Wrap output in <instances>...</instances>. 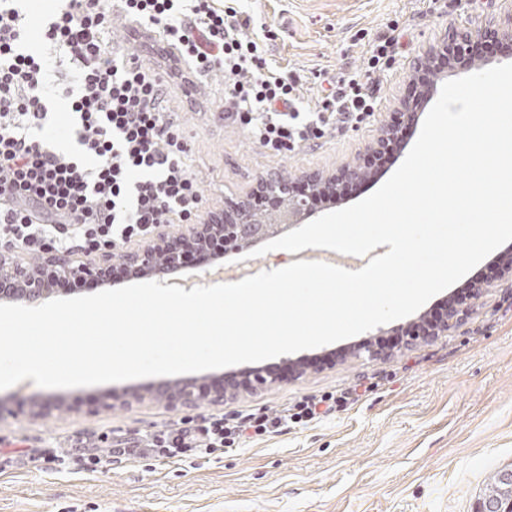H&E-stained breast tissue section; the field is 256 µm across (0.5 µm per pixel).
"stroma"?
I'll return each mask as SVG.
<instances>
[{
    "instance_id": "stroma-1",
    "label": "stroma",
    "mask_w": 512,
    "mask_h": 512,
    "mask_svg": "<svg viewBox=\"0 0 512 512\" xmlns=\"http://www.w3.org/2000/svg\"><path fill=\"white\" fill-rule=\"evenodd\" d=\"M242 7L269 30L272 65L302 75L309 105L327 78L362 66L369 42L393 28L401 37L376 74L378 112L295 153L272 155L224 123L210 93L219 76L188 93L176 90L171 108L213 211L271 172L296 179L366 163L367 145L398 120L403 99L414 94V59L445 29L504 17L512 0H244ZM403 160L400 154L386 159L341 200L321 201L318 213L366 198ZM300 259L273 250L243 265L231 253L221 274L185 269V286L234 283ZM465 308L466 317L448 333L396 347L384 360L369 359V348L404 334L413 317L306 350L316 364L297 376L288 374L287 356L269 359L282 378L241 391L222 408L228 415L275 414L304 397L346 395L328 416L207 457L190 452L179 461L117 462L90 474L40 462L8 468L0 472V512H477L491 477L512 469V281L483 283ZM155 383L146 377L47 389L27 379L0 390V451L30 456L44 442L103 427L116 438H137L215 411L211 405L172 410L145 397L87 412L89 402L107 393ZM56 399L66 406L52 417L30 415L29 404Z\"/></svg>"
}]
</instances>
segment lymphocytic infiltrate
I'll list each match as a JSON object with an SVG mask.
<instances>
[{
	"label": "lymphocytic infiltrate",
	"instance_id": "f902f5d3",
	"mask_svg": "<svg viewBox=\"0 0 512 512\" xmlns=\"http://www.w3.org/2000/svg\"><path fill=\"white\" fill-rule=\"evenodd\" d=\"M18 2L0 0V249L30 255L109 252L156 225L201 218L207 201L169 108L175 79L220 75L225 123L278 156L377 112L373 76L397 43L392 35L375 39L362 67L307 107L301 78L272 68L262 42L248 35L253 17L239 8L216 0H66L35 32ZM118 23L174 47L171 70L146 66L112 42ZM35 34L67 59L70 75L50 79L44 57L28 48ZM55 100L67 105L64 128L77 152L36 135ZM322 402L335 408L336 397L304 398L274 415H200L134 440L116 441L103 430L51 443L39 457L89 473L190 449L210 456L239 447L247 435L310 421Z\"/></svg>",
	"mask_w": 512,
	"mask_h": 512
}]
</instances>
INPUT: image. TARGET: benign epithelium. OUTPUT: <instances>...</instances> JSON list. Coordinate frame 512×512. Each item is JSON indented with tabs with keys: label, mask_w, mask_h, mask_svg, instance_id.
I'll return each mask as SVG.
<instances>
[{
	"label": "benign epithelium",
	"mask_w": 512,
	"mask_h": 512,
	"mask_svg": "<svg viewBox=\"0 0 512 512\" xmlns=\"http://www.w3.org/2000/svg\"><path fill=\"white\" fill-rule=\"evenodd\" d=\"M494 42L512 53V13L502 19H491L475 30L450 29L438 42L414 61L418 95L406 101L401 121L387 126L367 147V154L376 162L400 152L404 145L403 127L418 123L421 102L429 101L436 92L433 79L440 65H450L466 73L481 66L482 61L469 54L479 43ZM367 168L345 164L324 174L308 172L301 177V187L288 177L267 174L257 179L245 197L224 203V209L213 211L198 224H180L175 229L157 225L150 238L125 252L122 266L134 274L160 276L171 270L185 268L187 255L194 251L218 250L223 254L239 251L265 239L277 236L295 224H301L313 213L314 195L338 193L347 184L364 179ZM112 255L109 253L70 254L48 252L33 265L9 254H0V299L23 297L27 303L43 301L56 293L62 281H112ZM464 313L450 302L444 314L413 334L427 341L448 331L462 321ZM243 388L240 381L229 376L208 384L195 379L164 381L153 387L150 395L167 407L191 408L206 402L221 406Z\"/></svg>",
	"instance_id": "obj_1"
}]
</instances>
